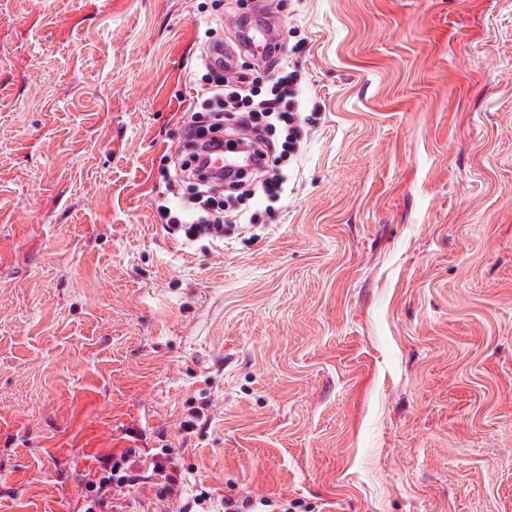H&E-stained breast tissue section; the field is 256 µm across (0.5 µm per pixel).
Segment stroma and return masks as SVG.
Returning <instances> with one entry per match:
<instances>
[{"instance_id":"1","label":"stroma","mask_w":512,"mask_h":512,"mask_svg":"<svg viewBox=\"0 0 512 512\" xmlns=\"http://www.w3.org/2000/svg\"><path fill=\"white\" fill-rule=\"evenodd\" d=\"M254 8L301 147L174 237L197 57L272 77ZM163 448L208 512H512V0H0V512Z\"/></svg>"}]
</instances>
